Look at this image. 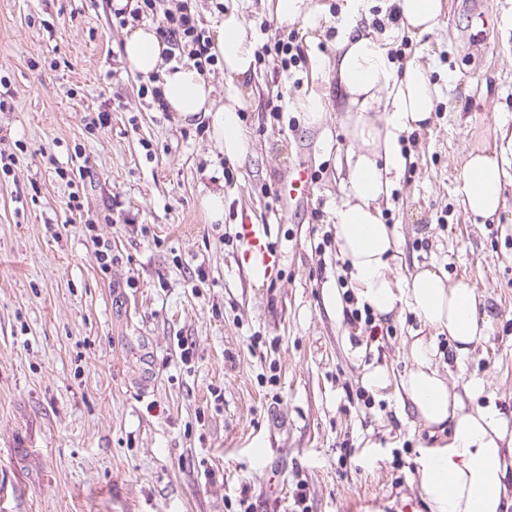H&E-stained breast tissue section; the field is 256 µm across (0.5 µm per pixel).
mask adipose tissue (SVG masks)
<instances>
[{
    "label": "adipose tissue",
    "mask_w": 512,
    "mask_h": 512,
    "mask_svg": "<svg viewBox=\"0 0 512 512\" xmlns=\"http://www.w3.org/2000/svg\"><path fill=\"white\" fill-rule=\"evenodd\" d=\"M406 32L434 31L444 0H394ZM336 56L338 94L344 102L343 122L354 146L348 158L346 199L336 211L338 252L361 297L381 316L408 308L425 326L447 335L458 356L488 334L478 315L472 288L450 282L438 269L420 268L406 285L394 279L389 262L398 252L393 225L382 223L380 204L388 200L393 176L405 165L400 137L431 116L438 89L415 60L397 68L376 39L356 34L355 18L346 15ZM214 51L229 78H248L254 70V35L241 15L225 14L214 28ZM168 46L149 26L129 31L122 57L144 78L159 77L167 111L183 124L207 120L214 143L230 158L245 157L247 137L236 96L217 104L210 83L191 64L168 59ZM503 160L475 153L466 165L462 194L471 215L488 218L502 204ZM412 370L401 388L418 421L447 435L446 443L421 456L416 469L419 489L430 512H512V423L489 407L467 408L452 393L438 362L433 339L412 341Z\"/></svg>",
    "instance_id": "ef3b65f1"
}]
</instances>
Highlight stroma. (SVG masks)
I'll list each match as a JSON object with an SVG mask.
<instances>
[{
	"label": "stroma",
	"instance_id": "stroma-1",
	"mask_svg": "<svg viewBox=\"0 0 512 512\" xmlns=\"http://www.w3.org/2000/svg\"><path fill=\"white\" fill-rule=\"evenodd\" d=\"M345 2L315 0L318 25L285 30L264 0H192L205 31L233 7L256 47L281 38L302 54L287 68L266 55L236 85L251 151L231 159L205 123L157 111L121 61L128 30L154 15L120 27L114 0H0V512H242L245 486L251 512H291L299 482L307 512L363 497L370 512H428L416 462L437 440L399 387L421 324L383 318L389 334L369 347L325 298L352 286L334 227L352 148L334 72ZM393 13L364 0L357 27L440 90L428 123L402 134L381 206L401 239L393 274L433 265L474 288L488 336L461 359L438 336L439 368L459 394L480 381L476 403L512 421V161L498 217H472L460 192L468 153L512 136V0H446L421 36ZM312 95L326 117L309 127ZM301 164L314 188L284 209L277 187ZM218 186L213 224L200 199ZM245 214L279 258L275 278L243 267ZM375 366L390 384L373 392L360 378Z\"/></svg>",
	"mask_w": 512,
	"mask_h": 512
}]
</instances>
